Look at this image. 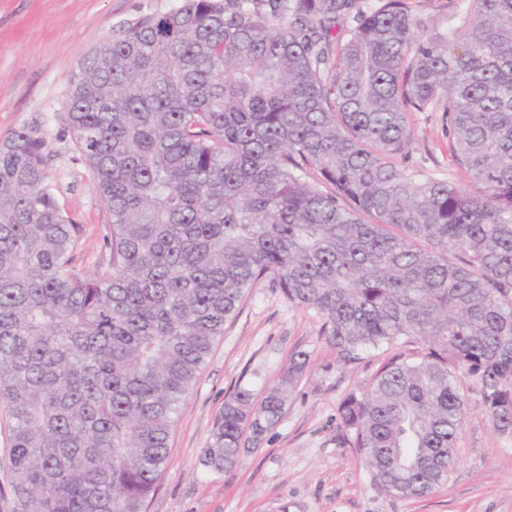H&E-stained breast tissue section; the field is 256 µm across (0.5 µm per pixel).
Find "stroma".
<instances>
[{"mask_svg":"<svg viewBox=\"0 0 512 512\" xmlns=\"http://www.w3.org/2000/svg\"><path fill=\"white\" fill-rule=\"evenodd\" d=\"M179 3L0 0V140L28 126L46 141L49 187L81 227L74 265L93 277L112 273L111 215L70 132L69 79L85 54ZM409 126L411 140L396 165L466 187L443 112L410 113ZM320 328L313 311L289 303L269 280L246 291L178 405L165 469L146 512H512V437L497 433L469 381L462 384L464 420L447 480L422 499L386 494L357 449L337 439L338 407L410 348L399 343L339 366ZM300 350L311 351V367L281 422L232 471L204 468L202 452L225 398L240 386L262 395Z\"/></svg>","mask_w":512,"mask_h":512,"instance_id":"35a3bbf8","label":"stroma"}]
</instances>
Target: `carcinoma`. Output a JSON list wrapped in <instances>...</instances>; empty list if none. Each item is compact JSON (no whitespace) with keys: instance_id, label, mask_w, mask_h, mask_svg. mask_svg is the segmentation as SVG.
I'll return each mask as SVG.
<instances>
[{"instance_id":"1","label":"carcinoma","mask_w":512,"mask_h":512,"mask_svg":"<svg viewBox=\"0 0 512 512\" xmlns=\"http://www.w3.org/2000/svg\"><path fill=\"white\" fill-rule=\"evenodd\" d=\"M470 2L431 35L408 0H181L86 54L67 108L112 216L108 277L72 265L45 141L0 142L14 512H145L180 399L261 279L321 318L338 363L419 344L338 409L387 493L447 479L464 379L512 437V0ZM440 107L468 189L393 162L408 113ZM310 360L230 394L202 465L240 464Z\"/></svg>"}]
</instances>
